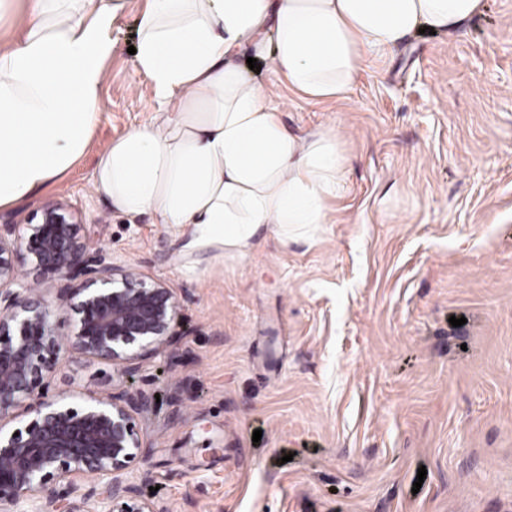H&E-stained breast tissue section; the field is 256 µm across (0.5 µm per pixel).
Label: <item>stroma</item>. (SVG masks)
I'll return each instance as SVG.
<instances>
[{
  "instance_id": "35a3bbf8",
  "label": "stroma",
  "mask_w": 512,
  "mask_h": 512,
  "mask_svg": "<svg viewBox=\"0 0 512 512\" xmlns=\"http://www.w3.org/2000/svg\"><path fill=\"white\" fill-rule=\"evenodd\" d=\"M144 6L112 26L88 153L0 209L65 203L114 263L173 288L183 334L125 384L152 399L134 476L169 512H512V0L406 37L336 102L249 71L291 132L339 126L347 180L314 236L244 257L184 252L93 190L101 152L166 117L128 52ZM115 376L72 352L48 381Z\"/></svg>"
}]
</instances>
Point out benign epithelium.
I'll return each mask as SVG.
<instances>
[{"label":"benign epithelium","instance_id":"7a95c632","mask_svg":"<svg viewBox=\"0 0 512 512\" xmlns=\"http://www.w3.org/2000/svg\"><path fill=\"white\" fill-rule=\"evenodd\" d=\"M77 223L67 205L50 203L0 225V512H168L125 477L141 454L147 395L49 394L47 377L71 351L132 379L179 341L172 289L114 264ZM22 251L61 287L26 283L16 263ZM64 306L76 315L67 341L56 321ZM23 415L31 420L8 427Z\"/></svg>","mask_w":512,"mask_h":512}]
</instances>
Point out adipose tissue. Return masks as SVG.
Returning a JSON list of instances; mask_svg holds the SVG:
<instances>
[{"label": "adipose tissue", "instance_id": "1", "mask_svg": "<svg viewBox=\"0 0 512 512\" xmlns=\"http://www.w3.org/2000/svg\"><path fill=\"white\" fill-rule=\"evenodd\" d=\"M125 0H27L22 39L0 48V208L66 174L100 117L112 24ZM484 0H146L133 59L162 124L101 153L93 187L118 212L190 226L186 251L246 255L263 232L281 242L327 223L346 184L337 131L289 132L236 60L251 48L289 88L342 99L357 73L386 63L419 29L452 31Z\"/></svg>", "mask_w": 512, "mask_h": 512}]
</instances>
